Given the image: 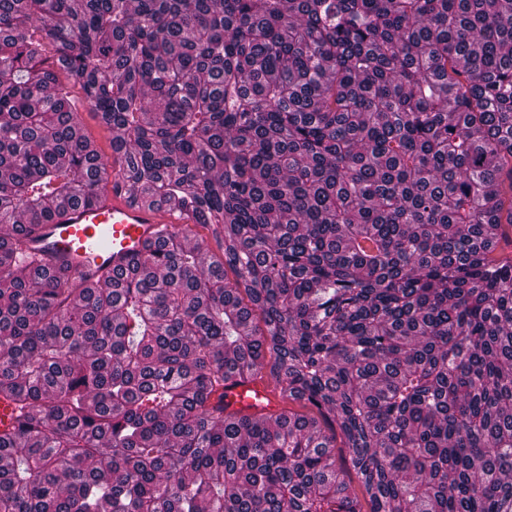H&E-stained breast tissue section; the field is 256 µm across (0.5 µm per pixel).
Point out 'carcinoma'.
<instances>
[{
    "label": "carcinoma",
    "mask_w": 512,
    "mask_h": 512,
    "mask_svg": "<svg viewBox=\"0 0 512 512\" xmlns=\"http://www.w3.org/2000/svg\"><path fill=\"white\" fill-rule=\"evenodd\" d=\"M72 86L222 259L23 248L106 190ZM0 225V512H512V0H0ZM234 383H238L235 384ZM224 404L229 409H244L250 413L262 409L263 404L257 405V400L266 399L268 409L277 407V397L272 390L268 379L264 375H253L246 379H233L224 384Z\"/></svg>",
    "instance_id": "cac0c4a2"
}]
</instances>
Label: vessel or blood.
I'll return each instance as SVG.
<instances>
[{"instance_id":"1","label":"vessel or blood","mask_w":512,"mask_h":512,"mask_svg":"<svg viewBox=\"0 0 512 512\" xmlns=\"http://www.w3.org/2000/svg\"><path fill=\"white\" fill-rule=\"evenodd\" d=\"M112 180V189L93 204L69 208L63 223L42 225L37 235L26 239L28 252L46 267L64 265L91 281L126 267L157 240L162 225L177 223L174 212L132 203L119 185L120 173H113ZM262 399L277 402L268 379L260 374L227 383L224 390L225 404L236 410L256 412Z\"/></svg>"}]
</instances>
